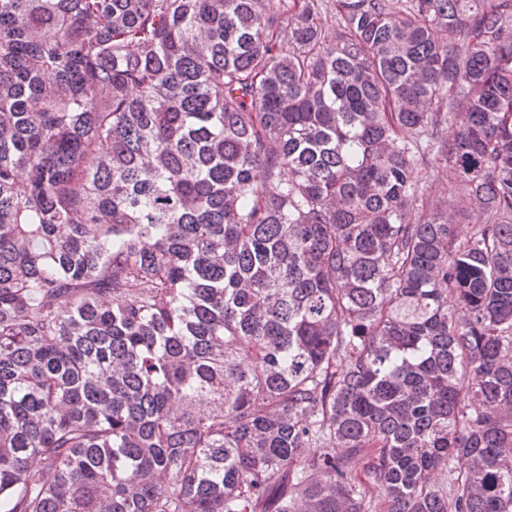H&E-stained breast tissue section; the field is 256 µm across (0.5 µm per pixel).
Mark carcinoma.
I'll list each match as a JSON object with an SVG mask.
<instances>
[{
    "label": "carcinoma",
    "instance_id": "obj_1",
    "mask_svg": "<svg viewBox=\"0 0 512 512\" xmlns=\"http://www.w3.org/2000/svg\"><path fill=\"white\" fill-rule=\"evenodd\" d=\"M0 512H512V0H0Z\"/></svg>",
    "mask_w": 512,
    "mask_h": 512
}]
</instances>
